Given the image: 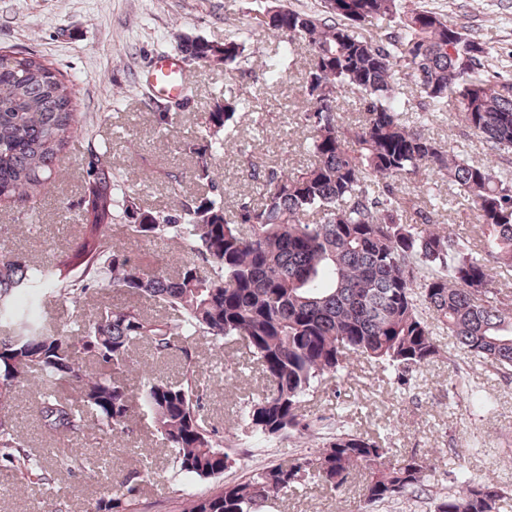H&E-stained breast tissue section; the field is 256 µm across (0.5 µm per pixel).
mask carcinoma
Segmentation results:
<instances>
[{"label": "carcinoma", "mask_w": 512, "mask_h": 512, "mask_svg": "<svg viewBox=\"0 0 512 512\" xmlns=\"http://www.w3.org/2000/svg\"><path fill=\"white\" fill-rule=\"evenodd\" d=\"M380 20L392 30L377 39L361 33ZM266 35L281 47L264 62L263 85L282 80L285 59L304 55L308 107L300 118L313 162L289 173L252 169L260 202L228 215L210 160L232 147L238 114L249 108L235 96L215 99L200 134L185 144L195 157V180L209 191L168 211L143 209L135 193L120 189L106 153L88 148L80 224L61 258L29 261L0 247V412L34 372L38 417L53 437L79 434L90 423L108 435L122 433L140 409L186 488L183 512H268L308 479L338 491L360 470L367 473L364 503L373 508L427 491L431 465L340 429L310 453L240 482L193 491L198 482L220 479L236 459L205 424L191 343L209 337L245 348L265 388L240 409V421L264 441L311 431L303 398L326 375L343 383L352 359L380 364L409 384L441 355L435 323L474 361L512 368V304L496 299L493 288L497 270H512V181L403 123L408 101L400 91L403 80L419 88L425 121L455 100L491 150L509 152L512 79L484 78L488 57L475 35L403 0H322L319 14L275 3L242 40L213 44L186 36L177 49L235 70L252 37ZM342 89L361 102L359 126L340 122ZM82 128L73 88L58 70L34 53L0 50V203L34 218L56 182L60 156ZM422 169L448 180V203L462 198L476 221L472 232L440 229L432 197L422 207L402 206L398 181ZM120 221L138 237L168 240L187 257L172 273L147 271L112 242L108 226ZM103 289L145 296L164 315L105 302L86 313L87 298ZM47 295L68 304L66 323L48 325L23 302ZM141 342L159 357L178 356L185 372L177 382L149 375L134 397L124 378L132 347ZM70 386L78 396L61 395ZM455 388L483 409L494 405L464 376ZM0 461L41 468L7 417L0 419ZM59 467L97 470L68 456ZM149 473L146 465L128 472L87 512H138L139 485ZM451 473L456 488L435 495L434 512H498L507 491L494 476L476 477L460 466Z\"/></svg>", "instance_id": "cac0c4a2"}]
</instances>
